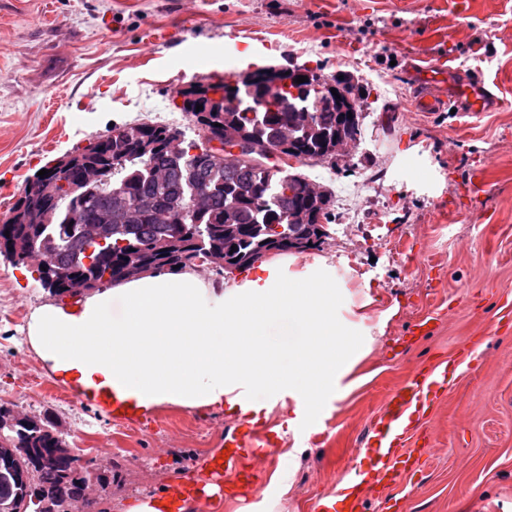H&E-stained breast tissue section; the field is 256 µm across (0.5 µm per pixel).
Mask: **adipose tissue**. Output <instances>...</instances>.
<instances>
[{
	"mask_svg": "<svg viewBox=\"0 0 512 512\" xmlns=\"http://www.w3.org/2000/svg\"><path fill=\"white\" fill-rule=\"evenodd\" d=\"M336 289L321 275L293 278L259 263L227 288L197 271L159 270L34 309L27 339L58 378L121 387L147 410L240 411V392L292 395L313 405L345 372L353 340L336 324ZM293 317L304 338L282 350L271 329Z\"/></svg>",
	"mask_w": 512,
	"mask_h": 512,
	"instance_id": "1",
	"label": "adipose tissue"
}]
</instances>
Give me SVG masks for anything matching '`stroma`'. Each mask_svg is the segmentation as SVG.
<instances>
[{
	"label": "stroma",
	"mask_w": 512,
	"mask_h": 512,
	"mask_svg": "<svg viewBox=\"0 0 512 512\" xmlns=\"http://www.w3.org/2000/svg\"><path fill=\"white\" fill-rule=\"evenodd\" d=\"M260 41L261 56L225 61L226 46ZM418 57L480 77L500 107L415 110ZM267 66L351 76L362 92L353 157L302 169L333 192L331 237L289 268L319 264L356 346L317 435H298L292 397L253 394L252 427L274 439L254 460L265 484L191 507L314 512L359 462L391 391L444 361L447 387L410 440L421 467L370 512L385 499L390 512H512V0H0V215L48 162L112 125L168 123L195 138L178 91ZM477 176L484 194L464 196ZM49 299L28 266L0 258V401L51 415L73 448L90 432L115 436L126 454L97 460L100 512L169 495L189 471L206 477L240 415L163 404L128 420L80 400L27 341Z\"/></svg>",
	"instance_id": "35a3bbf8"
}]
</instances>
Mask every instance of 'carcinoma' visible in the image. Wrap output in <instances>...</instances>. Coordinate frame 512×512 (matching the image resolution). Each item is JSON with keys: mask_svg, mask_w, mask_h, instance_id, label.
I'll return each instance as SVG.
<instances>
[{"mask_svg": "<svg viewBox=\"0 0 512 512\" xmlns=\"http://www.w3.org/2000/svg\"><path fill=\"white\" fill-rule=\"evenodd\" d=\"M282 71L266 68L235 81L198 84L178 91L184 98L182 110L194 124L219 123L245 134L250 140L279 143L278 128H288L292 141L288 149L301 164L306 157L323 151L345 128L353 107L355 86L347 79L334 78L340 100L322 90L325 77L314 71L308 76L306 96L291 101L281 81ZM220 94L219 99L209 93ZM310 109L311 121L296 122L291 104ZM201 105L203 109L196 110ZM126 137L113 145L75 150V166L57 175L60 180L75 176L80 166L94 163L105 169V182L97 192L77 206L64 194L32 198L27 191L9 208L0 222V257L25 264L27 254L41 253L45 266L55 277L42 287L62 290L66 280L82 277L93 290L112 286L120 278L125 257L153 272L183 269L203 253L245 270L271 254L292 251L286 241L272 239L270 226L283 223V214L304 209L313 222L304 228H288V234L305 237L303 253L325 243L318 234V221L331 223L335 200L331 192L323 199L310 195V180L303 174L273 169L268 162L244 159L229 161L207 152L201 138L185 140L187 153L172 159L163 149L164 136L171 127L157 123H129ZM195 186L210 192L208 208L193 215L184 227L164 224L158 215L171 213L187 202ZM124 189L138 205L123 215H112V225H101V234L112 244V280L105 279V263L87 266L84 252L101 247L90 242L79 229L97 221L110 193ZM51 203L58 214L55 224L39 221L40 209ZM237 250H232V246ZM14 415L13 428L5 430L0 442V512H69L71 505L87 500L91 482L100 475L75 466V458L58 449L66 440L58 425L47 416L19 412L14 405L0 403V415Z\"/></svg>", "mask_w": 512, "mask_h": 512, "instance_id": "1", "label": "carcinoma"}]
</instances>
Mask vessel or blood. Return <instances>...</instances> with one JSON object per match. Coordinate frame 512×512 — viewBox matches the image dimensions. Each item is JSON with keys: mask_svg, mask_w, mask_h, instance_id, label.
Instances as JSON below:
<instances>
[{"mask_svg": "<svg viewBox=\"0 0 512 512\" xmlns=\"http://www.w3.org/2000/svg\"><path fill=\"white\" fill-rule=\"evenodd\" d=\"M415 72L418 76L415 104L422 111L457 108L475 115L497 104L496 98L481 79L457 81L456 67L446 62L419 65ZM447 374V365H437L421 377L410 380L392 395L359 451L362 465L354 467L344 476L331 498L319 504L316 512H367V489L395 486L399 478L407 476L419 466L420 457L416 449L406 447L405 442L413 424L431 412V395L444 388ZM83 398L106 411L130 406L129 401L121 399L118 391L111 386L84 389ZM224 445L228 449L226 458L212 464L210 478L217 479L229 473L247 484L260 482V471L249 466L248 461L258 449L270 447V439L237 428L225 433Z\"/></svg>", "mask_w": 512, "mask_h": 512, "instance_id": "b4317fda", "label": "vessel or blood"}]
</instances>
